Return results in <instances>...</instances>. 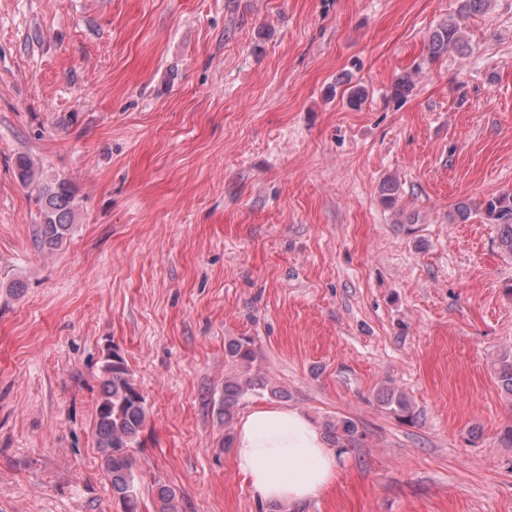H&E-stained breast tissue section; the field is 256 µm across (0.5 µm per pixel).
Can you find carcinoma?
<instances>
[{
  "label": "carcinoma",
  "mask_w": 512,
  "mask_h": 512,
  "mask_svg": "<svg viewBox=\"0 0 512 512\" xmlns=\"http://www.w3.org/2000/svg\"><path fill=\"white\" fill-rule=\"evenodd\" d=\"M487 0H462L457 18L441 25L431 35L429 54L438 58L453 48L463 47V26L472 13L481 11ZM41 224L37 228L40 244L53 249L68 235L75 214V192L64 180L47 183L38 188ZM482 213L486 223L498 226L499 245L512 254V194L493 195L484 200ZM225 357L233 364L249 369L257 359L254 338L239 336L225 347ZM501 389L512 396V354L506 353L496 368ZM266 391L275 398L286 393L269 383L252 377H233L224 380V423L233 419L240 403L256 391ZM376 401L394 419L401 423L416 424L421 413L412 405L405 393L386 388L376 394ZM147 418L145 398L134 380L125 357L118 351L106 356L102 365V393L96 408L98 448L102 453V466L112 485V494L125 508V512H141L142 497L134 476V459L130 449L140 443L139 435ZM324 433L341 448L359 440L358 424L348 417H332L323 423ZM173 489L156 488L158 506L155 512H176Z\"/></svg>",
  "instance_id": "cac0c4a2"
}]
</instances>
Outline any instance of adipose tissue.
Instances as JSON below:
<instances>
[{
    "instance_id": "ef3b65f1",
    "label": "adipose tissue",
    "mask_w": 512,
    "mask_h": 512,
    "mask_svg": "<svg viewBox=\"0 0 512 512\" xmlns=\"http://www.w3.org/2000/svg\"><path fill=\"white\" fill-rule=\"evenodd\" d=\"M233 463L267 503L308 500L335 483L336 454L308 416L279 405H255L241 417Z\"/></svg>"
}]
</instances>
